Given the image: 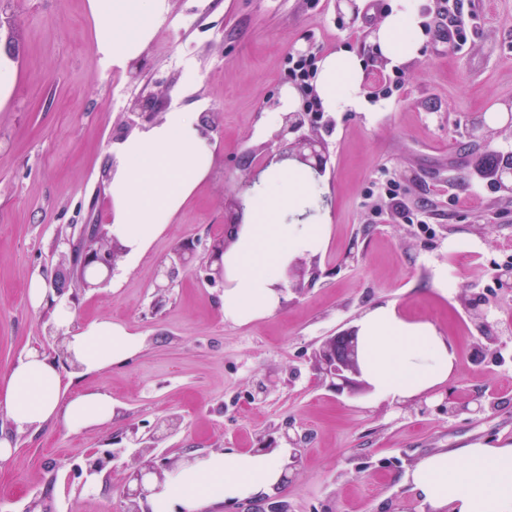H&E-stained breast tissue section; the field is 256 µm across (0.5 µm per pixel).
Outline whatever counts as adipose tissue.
<instances>
[{"mask_svg":"<svg viewBox=\"0 0 512 512\" xmlns=\"http://www.w3.org/2000/svg\"><path fill=\"white\" fill-rule=\"evenodd\" d=\"M94 22L93 48L108 67L126 68L146 48L167 0H88ZM379 55L394 64L419 57L423 29L418 0L396 6L373 37ZM363 65L350 52L327 56L316 78L323 108L356 107ZM108 230L131 254L144 252L170 224L207 175L212 145L196 113L174 107L163 121L138 129L112 147ZM321 196L300 168L265 175L246 198V222L224 255L232 285L224 291V318L245 324L272 313L279 302V272L289 255L314 253L325 240V225L306 217ZM75 314L57 306L54 321L82 374L129 360L139 336L109 321L75 326ZM358 362L375 400L400 402L436 389L455 371L456 354L434 324L410 322L395 308L376 305L360 320ZM16 431L49 422L79 431L112 418V398L101 391L67 395L56 362L32 349L20 357L0 390ZM284 479L280 453L212 452L166 473L150 497L152 512H209L211 507L253 500ZM405 482L426 512H512V442L498 447L462 448L456 454L424 456Z\"/></svg>","mask_w":512,"mask_h":512,"instance_id":"obj_1","label":"adipose tissue"}]
</instances>
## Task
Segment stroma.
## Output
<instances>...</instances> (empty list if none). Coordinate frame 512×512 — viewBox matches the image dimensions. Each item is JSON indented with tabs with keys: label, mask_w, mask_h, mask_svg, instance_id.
<instances>
[{
	"label": "stroma",
	"mask_w": 512,
	"mask_h": 512,
	"mask_svg": "<svg viewBox=\"0 0 512 512\" xmlns=\"http://www.w3.org/2000/svg\"><path fill=\"white\" fill-rule=\"evenodd\" d=\"M436 3L422 6L420 58L392 67L374 50L384 16L365 20L367 0L343 10L336 0H167L146 50L121 70L92 50L88 0H0L17 70L0 104V387L26 350L58 357L59 304L76 324L108 320L142 341L123 365L85 378L62 370L70 393L111 395V422L16 432L0 408V436L14 448L0 464V512L35 501L44 512H118L142 438L176 466L215 451L297 456L252 512L276 500L288 512H425L404 481L422 457L512 442V284L498 276L512 269V195L476 174L512 154V138L470 134L512 107V0H462L467 39L452 50L430 28ZM341 49L360 56L365 79L401 88L362 96L355 111L317 114L329 153L316 212L326 243L304 255L300 290L281 291L273 313L225 321L224 291L204 283L199 260L236 222L246 182L261 178L256 147L292 164L272 120L289 58L321 61ZM159 84L180 106L213 116L209 173L146 253L122 256L99 287L45 288V306L33 307L29 282L51 279L57 238L76 243L85 225L106 226L110 150L125 108ZM387 180L397 200L372 197ZM422 210L431 223L405 217ZM187 243L194 260L156 300L161 264ZM376 304L447 336L457 359L448 384L378 404L362 376L340 389L316 370L323 342L358 329ZM479 394L491 408L467 413ZM109 445L119 451L110 472L72 476L73 464Z\"/></svg>",
	"instance_id": "obj_1"
}]
</instances>
